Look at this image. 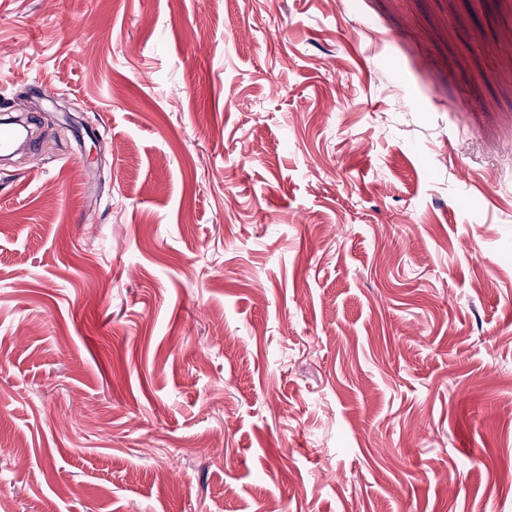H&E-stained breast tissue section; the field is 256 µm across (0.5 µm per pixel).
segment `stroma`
<instances>
[{
  "label": "stroma",
  "mask_w": 512,
  "mask_h": 512,
  "mask_svg": "<svg viewBox=\"0 0 512 512\" xmlns=\"http://www.w3.org/2000/svg\"><path fill=\"white\" fill-rule=\"evenodd\" d=\"M54 104L0 512H512V0H0Z\"/></svg>",
  "instance_id": "stroma-1"
}]
</instances>
